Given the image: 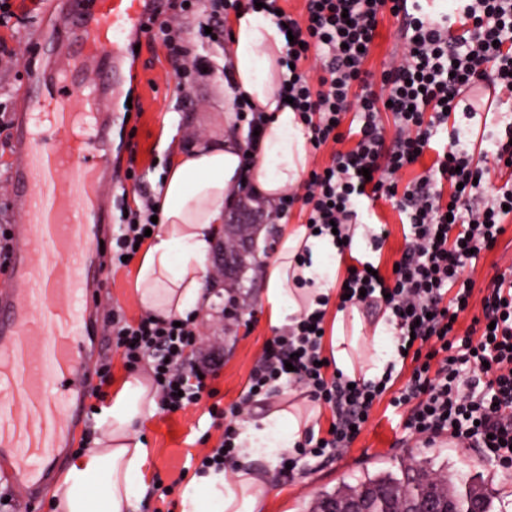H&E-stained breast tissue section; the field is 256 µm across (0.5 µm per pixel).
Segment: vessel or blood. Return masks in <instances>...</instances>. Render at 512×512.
<instances>
[{
    "label": "vessel or blood",
    "instance_id": "vessel-or-blood-1",
    "mask_svg": "<svg viewBox=\"0 0 512 512\" xmlns=\"http://www.w3.org/2000/svg\"><path fill=\"white\" fill-rule=\"evenodd\" d=\"M79 42L104 50L121 69L136 41L147 34L159 0H89ZM30 81L38 109L14 117L18 165L14 206L31 220L13 229L6 247L10 288L0 293V369L13 386L0 397V455L15 465L13 479L28 482L51 464L66 445V429L76 417L64 407L82 402L92 375L77 337L82 323L73 305L90 295L82 268L87 257L76 248L97 222L89 203L91 177L105 163L93 109L105 94L101 83L48 84L39 71ZM39 351L28 359V351Z\"/></svg>",
    "mask_w": 512,
    "mask_h": 512
}]
</instances>
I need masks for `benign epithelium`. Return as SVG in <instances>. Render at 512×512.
Masks as SVG:
<instances>
[{
	"instance_id": "1",
	"label": "benign epithelium",
	"mask_w": 512,
	"mask_h": 512,
	"mask_svg": "<svg viewBox=\"0 0 512 512\" xmlns=\"http://www.w3.org/2000/svg\"><path fill=\"white\" fill-rule=\"evenodd\" d=\"M248 205L240 208L242 216L224 224V262L210 270V279L224 282V287H237L239 271L256 258V247L261 225L247 218L249 214L265 212L264 204L241 191ZM425 495L420 500H395L389 489L378 486L357 487L336 497H316L318 512H480L478 504L483 494L475 484L461 487L438 475L425 480Z\"/></svg>"
}]
</instances>
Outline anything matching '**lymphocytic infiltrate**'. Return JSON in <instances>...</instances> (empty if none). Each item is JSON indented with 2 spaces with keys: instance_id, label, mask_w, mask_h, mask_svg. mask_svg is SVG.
Listing matches in <instances>:
<instances>
[{
  "instance_id": "f902f5d3",
  "label": "lymphocytic infiltrate",
  "mask_w": 512,
  "mask_h": 512,
  "mask_svg": "<svg viewBox=\"0 0 512 512\" xmlns=\"http://www.w3.org/2000/svg\"><path fill=\"white\" fill-rule=\"evenodd\" d=\"M266 14L294 35L282 63L288 68L282 96L291 97L310 133L313 148L353 139V147L335 152L331 163L312 170L303 195L280 201L285 215L301 206L320 234H336L350 243L360 199L385 197L405 214L411 240L393 265L391 277L368 273L367 263L348 265L344 284L349 296L340 307L381 308L397 329L395 354H411L414 366L404 388L388 396L397 373L387 365L373 380H350L323 366V318L304 312L269 339L253 367L242 405L261 402L280 382H293L313 401L326 404L332 421L325 436H306L298 456L281 457L297 464L299 456L330 459L356 440L382 397L393 408H407L404 429L418 437L445 436L463 448H477L491 464L512 468V276L499 275L482 299L481 316L466 332L457 329L472 296L463 270L474 253L491 250L504 231L512 207V132L495 144L493 167L474 163L454 148L439 153L429 174L399 185L397 174L431 147L452 112L477 111L469 94L483 86L512 88V0H459L451 13L435 21L421 0H305V17L281 11L280 0H263ZM197 0H170L169 14L157 19L152 34L162 36L179 75L201 72L202 58L189 56L176 18ZM401 22V64L383 75L375 93L364 68L366 52L377 35L383 13ZM316 57L322 73L311 77L301 64ZM393 116L397 132L385 139L382 112ZM347 132H340V123ZM510 177L482 209L472 207L491 171ZM450 195H443L442 183ZM152 199L122 205L113 261L135 255L152 225ZM112 335L127 368L149 361L160 408L174 413L212 398L218 364L195 360L199 332L191 319L174 323L151 315L136 322L112 318ZM242 406L223 410L213 404L212 418L231 414L218 447L205 456L199 472L223 469L235 458L236 418Z\"/></svg>"
}]
</instances>
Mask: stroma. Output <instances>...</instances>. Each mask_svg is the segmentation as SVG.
<instances>
[{"label": "stroma", "instance_id": "obj_1", "mask_svg": "<svg viewBox=\"0 0 512 512\" xmlns=\"http://www.w3.org/2000/svg\"><path fill=\"white\" fill-rule=\"evenodd\" d=\"M44 0H11L14 18L8 26H0V43L8 52L0 55V114L12 119L23 105H34L35 100L26 88L27 76L42 58H49L52 71L68 69L72 53L78 52V30L73 23L77 0H58L64 8V17L54 37L44 35L42 21ZM188 49L207 64L203 74L179 80L167 50L161 40L143 38L138 53L137 89L133 95L139 110L126 111L125 100L105 96L100 120L110 137L111 162L102 173L98 204L108 212L110 223L94 228L95 247L91 251L92 266L106 267L109 276L86 304V342L92 352L93 363H108L111 367L110 384L104 392H111L112 382L127 375L128 370L119 351L112 344V315L122 313L127 319L141 316L142 310L132 295V266H111L109 257L113 239L118 232L116 220L123 198L133 197L135 191L155 194L161 173L171 159L166 145L167 135H174L182 144L200 138H217L224 134V56L227 38L218 40L188 38ZM402 58L398 36V22L384 16L378 27V36L366 67L374 77L397 66ZM496 111L487 118H472L458 111L448 120L447 129L435 137L437 143H454L458 149L473 157L494 150L495 142L503 137L512 123V90H497ZM360 222L386 225L388 238L373 252V264L383 275H390L394 261L405 247L409 228L392 201L381 198L373 206L359 204ZM505 231L492 251L482 253L476 265L466 267L464 275L473 283L471 307L458 323L466 329L474 315L481 312V299L497 273L512 269V216L507 217ZM262 283L258 267H249L243 274L238 295L251 305L244 322L234 329L224 327L223 312L228 296L223 289H213V298L207 314L200 316L196 325L202 333L201 353L214 357L219 369L212 385L217 389L221 408L241 404L247 390L251 370L262 354L273 331L264 322L260 304ZM101 400L87 397L82 407V421L62 449L60 461L41 488L8 482L7 463L0 462V512H52L50 491L53 482L64 473L67 465L80 451L84 439L93 431ZM223 429L208 413L207 405L191 406L167 414L156 412L140 429L153 450L152 465L146 475V490L138 512H179L183 490L180 476H193L201 458L217 446ZM414 454L428 460L434 468L453 477H472L492 481L498 494L494 512H512V468L503 469L483 460L478 449L467 451L456 448L447 438L434 439L423 444L406 436L399 425L388 399H381L373 407L370 418L350 448L339 457L321 461L303 459L294 476H282L276 464L260 458L252 468L260 474L275 475V495L270 498L266 512H305L314 495L331 492L337 487L357 484L364 475L398 472L402 457ZM170 486L167 497H160L157 484Z\"/></svg>", "mask_w": 512, "mask_h": 512}]
</instances>
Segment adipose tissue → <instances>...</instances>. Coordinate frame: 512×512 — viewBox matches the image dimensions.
<instances>
[{"label": "adipose tissue", "mask_w": 512, "mask_h": 512, "mask_svg": "<svg viewBox=\"0 0 512 512\" xmlns=\"http://www.w3.org/2000/svg\"><path fill=\"white\" fill-rule=\"evenodd\" d=\"M228 31V96L250 103L267 120L253 164L245 162L246 135L234 128L230 115L223 137L187 145L167 166L155 198L159 226L134 271L135 301L162 319L195 318L208 308V261L239 189L250 186L267 204H276L302 184L310 164L308 129L279 97L283 33L258 9L232 15ZM341 261L331 237L312 235L304 224L278 225L275 252L260 268L269 328L281 329L305 308L333 298ZM328 327L329 357L338 371L356 377L353 349L363 329L358 311H335ZM158 400L156 387L138 373L114 386L98 413L97 436L53 487V512H133L151 457L139 427L155 414ZM317 415L313 406L282 408L242 422L236 465L193 477L181 494L180 512H265L274 488L250 462L298 447Z\"/></svg>", "instance_id": "obj_1"}]
</instances>
